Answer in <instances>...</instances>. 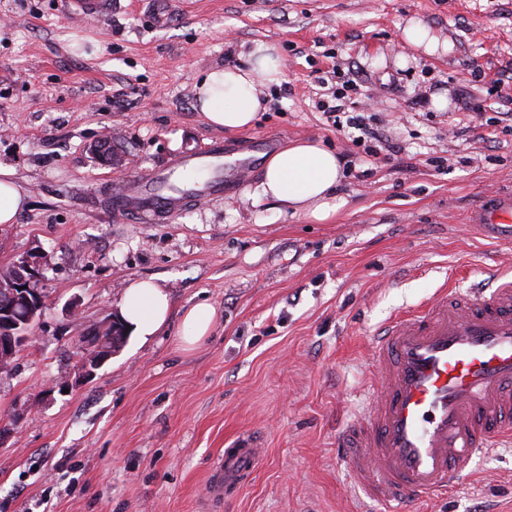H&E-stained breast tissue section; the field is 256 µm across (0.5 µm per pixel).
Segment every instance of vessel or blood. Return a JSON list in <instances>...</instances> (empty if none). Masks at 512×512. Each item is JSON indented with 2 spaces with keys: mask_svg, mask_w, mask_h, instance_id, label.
I'll return each instance as SVG.
<instances>
[{
  "mask_svg": "<svg viewBox=\"0 0 512 512\" xmlns=\"http://www.w3.org/2000/svg\"><path fill=\"white\" fill-rule=\"evenodd\" d=\"M71 14L112 12V0H67ZM252 164L223 140L186 149L162 166L126 177L111 195L113 211L161 222L201 199L226 195ZM467 221L512 236V193L488 196ZM377 393L363 420L347 423L336 446L353 481L370 499L400 512L456 490L475 458L512 447V278L464 288L450 283L423 307L396 315L372 340ZM255 443L225 449L214 494L251 472Z\"/></svg>",
  "mask_w": 512,
  "mask_h": 512,
  "instance_id": "vessel-or-blood-1",
  "label": "vessel or blood"
}]
</instances>
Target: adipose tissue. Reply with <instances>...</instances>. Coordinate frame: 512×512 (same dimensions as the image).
Returning <instances> with one entry per match:
<instances>
[{
  "label": "adipose tissue",
  "mask_w": 512,
  "mask_h": 512,
  "mask_svg": "<svg viewBox=\"0 0 512 512\" xmlns=\"http://www.w3.org/2000/svg\"><path fill=\"white\" fill-rule=\"evenodd\" d=\"M280 80L276 47L257 44L247 66L205 72L196 86L198 109L214 127L230 131L249 128L263 107L261 86ZM341 179L342 166L334 150L316 140H299L267 158L258 194L276 202L283 211L322 223L348 204L336 191ZM29 197L13 168L0 165V224L15 223ZM172 308L167 288L153 280H133L123 291L118 312L130 332L145 340L168 323ZM216 319L217 310L210 303L185 308L178 345L185 350L198 347L211 336Z\"/></svg>",
  "instance_id": "ef3b65f1"
}]
</instances>
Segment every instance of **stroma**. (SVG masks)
I'll return each mask as SVG.
<instances>
[{"instance_id": "stroma-1", "label": "stroma", "mask_w": 512, "mask_h": 512, "mask_svg": "<svg viewBox=\"0 0 512 512\" xmlns=\"http://www.w3.org/2000/svg\"><path fill=\"white\" fill-rule=\"evenodd\" d=\"M120 0L83 18L66 0H0V164L30 191L0 224V264L46 255L34 337L0 373V512H384L349 479L336 430L362 416L374 331L448 280L512 272V241L465 215L512 186V0ZM418 19L440 48L402 30ZM275 45L281 83L262 89L252 127L209 125L194 86ZM357 82L352 112L393 160L333 129L316 73ZM111 137L123 167L94 152ZM315 139L339 155L349 200L315 224L256 197L253 165L232 195L165 224H130L112 182L185 148ZM153 277L175 312L158 336L127 339L87 385L56 380L82 336L117 312L129 280ZM77 302V315L68 305ZM217 309L210 338L184 351V307ZM260 450L246 480L212 494L235 440ZM454 493L414 512H512V452L477 458Z\"/></svg>"}]
</instances>
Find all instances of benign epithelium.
Returning <instances> with one entry per match:
<instances>
[{
  "instance_id": "7a95c632",
  "label": "benign epithelium",
  "mask_w": 512,
  "mask_h": 512,
  "mask_svg": "<svg viewBox=\"0 0 512 512\" xmlns=\"http://www.w3.org/2000/svg\"><path fill=\"white\" fill-rule=\"evenodd\" d=\"M44 263L43 256L22 255L0 275V371L9 369L19 349L32 339L29 325L44 308L40 288ZM112 354V344L87 334L78 348L74 372L57 381L56 388L72 390L90 383Z\"/></svg>"
}]
</instances>
